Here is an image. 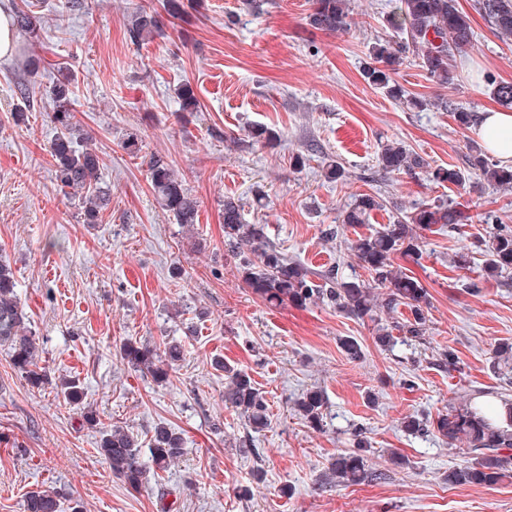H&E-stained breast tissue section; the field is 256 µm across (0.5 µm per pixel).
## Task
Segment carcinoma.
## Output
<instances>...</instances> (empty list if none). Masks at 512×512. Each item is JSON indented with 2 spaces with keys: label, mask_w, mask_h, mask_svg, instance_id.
Wrapping results in <instances>:
<instances>
[{
  "label": "carcinoma",
  "mask_w": 512,
  "mask_h": 512,
  "mask_svg": "<svg viewBox=\"0 0 512 512\" xmlns=\"http://www.w3.org/2000/svg\"><path fill=\"white\" fill-rule=\"evenodd\" d=\"M350 0H313L308 16L310 25L325 31H337L349 23ZM475 10L493 27L499 37L512 40V0H475ZM155 8L141 7L129 24V36L135 43L153 38L158 32ZM38 17L28 0L13 5V26L24 37L37 32ZM385 36L371 48L374 64L364 70V78L389 97H404L392 74L403 64L408 54L418 58L426 75L440 85L454 79L457 59L468 55L474 45V31L467 15L458 8L457 0H395L392 9L383 16ZM53 107L48 117L55 128L50 154L55 161V178L63 193L79 198L83 220L96 222L100 206L107 200L108 191L102 186L100 157L88 146V137L76 109L73 107L71 72L59 67L49 86ZM468 168L495 189H512V166L507 167L477 143L470 146ZM379 166L386 174L413 175L423 167L421 158L397 142L386 144L379 156ZM152 189L180 224L196 223L197 201L187 192L172 165L161 157L152 156L147 162ZM437 183L461 185L465 174L454 167L437 168L428 173ZM382 207L377 197L361 193L343 214L344 224H366L370 213ZM495 232L485 244L484 273L496 278L512 270V228L496 215ZM468 216L460 204L452 201L436 204L424 200L412 204L391 224L354 240L350 250L368 278H338L336 269L320 273L292 261L269 240L266 226L247 224L239 204L224 200V244L233 257L241 260L242 278L252 293L269 303H291L299 307L320 301L357 319L374 318L376 310L394 311L405 306L412 318L393 327L377 328L375 342L390 348L402 341L406 345L424 340L428 306L427 291L414 275L406 273L394 260L408 258L420 264L423 250L417 230H427L435 224L454 228L465 223ZM14 272L0 259V343L11 350L15 368L33 386L47 382L46 372L39 366V346L26 326L27 316L17 297ZM397 330L401 337H395ZM121 357L132 367L151 376L163 385L169 381L173 364L181 360L182 345L176 340L164 343L162 352L126 339L120 345ZM493 368L504 380L512 379V343L502 342L492 350ZM216 366L226 373L224 405L239 412L253 431L260 432L269 422L265 396L256 387L248 372ZM63 395L70 405L82 402L84 393L79 380L63 383ZM479 390L460 406H450L434 417L411 415L403 421L404 430L411 435H439L453 448L465 445L470 457L466 464L448 472V483H469L492 486L503 478H512V406L506 424L502 425L482 412L484 402ZM294 410L314 430L324 427L326 398L322 389L307 390L294 402ZM182 438L171 429L158 426L149 440L153 466L166 470L182 455ZM355 450L340 453L333 459L329 480L343 486L371 482L379 475L369 469L363 454L369 444L362 432L353 433ZM141 442L138 436L122 426L113 425L101 431L99 454L109 464L112 473L130 488H139L146 475L139 460ZM26 512H61L60 496L48 490L33 491L26 499Z\"/></svg>",
  "instance_id": "cac0c4a2"
}]
</instances>
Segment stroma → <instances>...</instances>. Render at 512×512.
<instances>
[{
    "instance_id": "35a3bbf8",
    "label": "stroma",
    "mask_w": 512,
    "mask_h": 512,
    "mask_svg": "<svg viewBox=\"0 0 512 512\" xmlns=\"http://www.w3.org/2000/svg\"><path fill=\"white\" fill-rule=\"evenodd\" d=\"M91 2L89 12L69 13L68 0H39L42 41L18 38L0 61V257L14 271L49 378L31 386L0 347V512H24L35 490L57 491L83 512H512V478L449 484V469L466 452L401 428L405 416L437 413L502 383L490 353L512 342V272L484 278L479 246L491 231L487 215L512 226V191L475 178L455 186L426 172L384 175L377 166L383 147L398 141L428 169L464 167L476 136L453 111L497 107L491 83L512 82V41L498 37L474 0H458L474 47L453 83L436 85L411 57L393 76L427 100L419 112L363 77L389 0H350L351 25L336 32L309 25L312 0H267L259 12L244 0H181L182 17L158 12L163 36L140 45L127 28L144 0ZM36 54L45 65L32 73L25 63ZM60 66L74 76L75 107L110 190L95 224L83 222L79 201L54 179L47 90ZM21 81L29 98L17 90ZM184 83L199 111H181ZM258 125L275 130L277 141L255 143ZM295 154L305 167H293ZM153 155L173 160L198 202L196 224H178L155 199L147 178ZM327 156L341 164L344 181L325 178ZM361 193L383 207L368 223L343 224ZM228 197L288 258L316 272L337 267L344 279L366 275L349 248L359 235L421 200L467 205L470 220L459 232L421 231V263L400 262L428 292L424 343L385 350L371 320L321 303L273 307L252 294L224 244ZM333 226L332 240L325 231ZM467 248L469 266L455 267ZM472 281L479 292L469 290ZM348 337L361 344V360L345 357L340 342ZM128 338L154 348L181 342L183 358L166 385L122 360ZM448 347L459 359L453 376L437 364ZM218 359L249 372L265 392L268 428L254 432L225 407ZM71 377L85 386L101 426L137 433L142 461L155 427L179 432L178 463L137 490L113 475L97 452L98 428L63 401L60 385ZM313 387L329 403L320 431L293 410ZM358 429L371 444L370 468L387 471V480L327 482L332 458L351 449ZM395 450L407 465L391 463Z\"/></svg>"
}]
</instances>
